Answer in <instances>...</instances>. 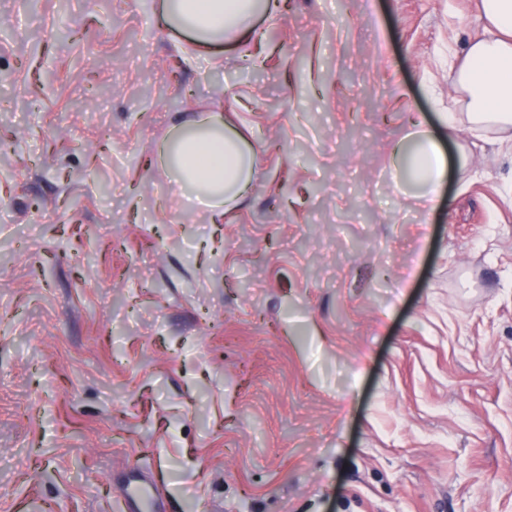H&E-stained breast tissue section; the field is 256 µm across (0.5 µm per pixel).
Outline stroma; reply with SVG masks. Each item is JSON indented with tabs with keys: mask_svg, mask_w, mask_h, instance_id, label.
Returning a JSON list of instances; mask_svg holds the SVG:
<instances>
[{
	"mask_svg": "<svg viewBox=\"0 0 512 512\" xmlns=\"http://www.w3.org/2000/svg\"><path fill=\"white\" fill-rule=\"evenodd\" d=\"M159 2L0 0V512H512V144L432 204L395 153L474 0H286L219 69ZM216 117L220 224L164 159Z\"/></svg>",
	"mask_w": 512,
	"mask_h": 512,
	"instance_id": "35a3bbf8",
	"label": "stroma"
}]
</instances>
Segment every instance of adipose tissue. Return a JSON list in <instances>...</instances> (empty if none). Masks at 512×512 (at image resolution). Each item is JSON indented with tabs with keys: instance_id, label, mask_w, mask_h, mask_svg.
I'll use <instances>...</instances> for the list:
<instances>
[{
	"instance_id": "1",
	"label": "adipose tissue",
	"mask_w": 512,
	"mask_h": 512,
	"mask_svg": "<svg viewBox=\"0 0 512 512\" xmlns=\"http://www.w3.org/2000/svg\"><path fill=\"white\" fill-rule=\"evenodd\" d=\"M485 23L468 44L454 83L467 95L473 130L503 132L512 127V0H479ZM270 0H162L160 15L175 28L190 32L203 45L249 39L259 14H273ZM171 164L183 186L223 219L224 206L240 197L258 176L250 152L222 123L183 136L174 146ZM410 176L434 200L446 177L447 161L438 142L420 131L418 148L407 161Z\"/></svg>"
}]
</instances>
